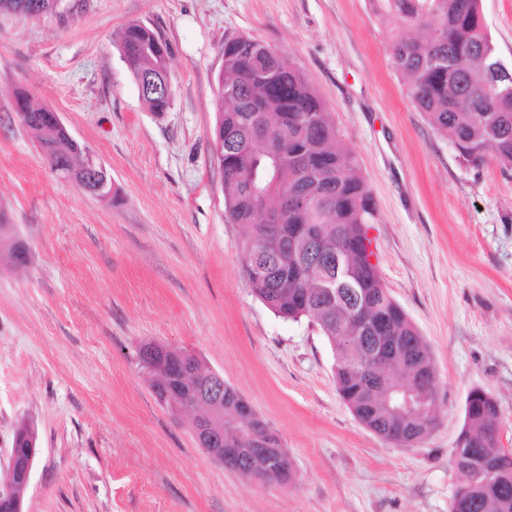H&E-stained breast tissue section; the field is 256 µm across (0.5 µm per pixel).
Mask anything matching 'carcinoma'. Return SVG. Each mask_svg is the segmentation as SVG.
Here are the masks:
<instances>
[{
    "instance_id": "1",
    "label": "carcinoma",
    "mask_w": 512,
    "mask_h": 512,
    "mask_svg": "<svg viewBox=\"0 0 512 512\" xmlns=\"http://www.w3.org/2000/svg\"><path fill=\"white\" fill-rule=\"evenodd\" d=\"M0 0V14L51 12L59 0ZM389 41L392 68L412 105L458 157L479 168L494 159L512 169V80L493 81L500 62L481 12V0H369ZM416 29L422 37L404 35ZM120 55L133 79L168 68L169 50L148 27L129 24ZM219 88L229 92L215 129L222 154L228 219L246 228L242 264L247 283L276 316L307 319L328 339L336 389L366 427L410 447L432 429L434 365L429 347L369 261L365 226L375 205L365 179L305 75L283 54L250 37L224 41ZM19 123L44 134L51 168L79 180L84 148L71 143L51 110L15 95ZM344 252L347 281L333 303L312 256ZM421 390L415 409L399 407L395 384ZM186 408L207 416L223 437L224 461L242 464L262 482L293 479L287 452L249 457L240 448H279L278 437L231 385L217 404ZM463 476L451 512H512V450L502 447L499 406L486 391L474 394L453 452Z\"/></svg>"
}]
</instances>
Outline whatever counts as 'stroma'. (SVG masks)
<instances>
[{"label": "stroma", "mask_w": 512, "mask_h": 512, "mask_svg": "<svg viewBox=\"0 0 512 512\" xmlns=\"http://www.w3.org/2000/svg\"><path fill=\"white\" fill-rule=\"evenodd\" d=\"M512 66V0H481ZM139 23L170 48L168 112H149L121 60ZM249 36L306 76L376 212L373 262L427 343L437 420L399 447L336 392L308 321L249 288L214 149L224 41ZM58 112L107 168L114 202L49 167L17 91ZM0 214L28 247L0 250V466L18 423L39 448L23 512H450L469 392L500 408L512 448V171L459 159L410 103L369 0H61L0 15ZM197 356L252 404L294 470L285 486L225 469L192 415L159 402L140 353Z\"/></svg>", "instance_id": "stroma-1"}]
</instances>
